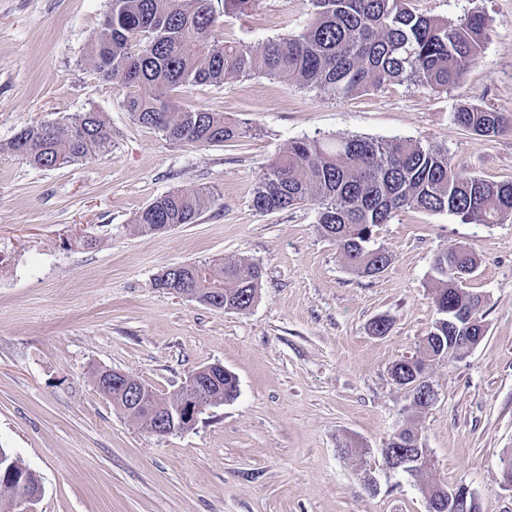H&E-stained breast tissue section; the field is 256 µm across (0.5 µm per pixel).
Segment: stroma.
I'll use <instances>...</instances> for the list:
<instances>
[{"label":"stroma","instance_id":"35a3bbf8","mask_svg":"<svg viewBox=\"0 0 512 512\" xmlns=\"http://www.w3.org/2000/svg\"><path fill=\"white\" fill-rule=\"evenodd\" d=\"M410 6L451 24L488 18L482 57L456 86L335 97L262 74L195 85L177 90L180 107L223 113L242 135L190 146L135 123L124 89L89 60L109 0H0V144L90 109L112 129L108 150L70 166L0 154V446L42 485L23 512H427L419 480L388 472L381 454L406 425L433 456L429 482L468 486L479 512H512L499 470L512 454V217L468 224L399 210L376 229L389 266L360 277L318 231L316 206L251 204L268 163L304 138L418 140L446 149L461 177L512 181V131L481 137L453 119L463 105L512 115V0ZM309 12L308 0H254L225 18L223 39L294 35ZM202 187L212 202L196 223L135 231L156 197ZM454 246L477 257L464 286L482 298L486 334L428 361L437 399L417 413L391 367L419 356L436 318L433 261ZM215 258L261 266L247 311L154 286L165 267ZM381 316L392 321L384 336L372 331ZM213 363L236 376V399L165 438L119 413L88 376L117 369L169 395Z\"/></svg>","mask_w":512,"mask_h":512}]
</instances>
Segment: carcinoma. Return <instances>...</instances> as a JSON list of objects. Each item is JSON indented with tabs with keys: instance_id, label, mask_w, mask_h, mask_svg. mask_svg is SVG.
I'll list each match as a JSON object with an SVG mask.
<instances>
[{
	"instance_id": "carcinoma-1",
	"label": "carcinoma",
	"mask_w": 512,
	"mask_h": 512,
	"mask_svg": "<svg viewBox=\"0 0 512 512\" xmlns=\"http://www.w3.org/2000/svg\"><path fill=\"white\" fill-rule=\"evenodd\" d=\"M310 21L297 35L271 38L253 48L221 38L224 17L244 15L252 0H110L102 32L88 50L95 69L125 89V107L140 125L157 130L174 144L220 145L238 137L224 113L183 110L176 88L220 85L230 77L259 73L294 78L302 84L347 97L385 85L418 82L446 90L481 58L488 20L473 13L457 25L418 14L406 0H309ZM456 122L491 137L512 128V118L494 109L463 106ZM112 130L100 113L88 111L52 123L22 128L0 151L43 168L75 164L111 146ZM211 195L206 190H175L155 198L134 218L142 234H160L197 221ZM311 202L317 206L320 233L334 242L349 268L374 277L389 263L374 244V232L401 208L446 212L465 223L497 224L512 216V182L462 178L448 152L417 141L383 143L365 136L295 141L269 165L253 191L260 213ZM447 266L434 265L439 284L433 296L438 317L420 343L429 358L440 353L437 339L448 336V307L467 300L474 315L481 301L457 278L477 266L466 248L451 247ZM262 269L255 263L204 260L167 267L154 287L178 294L189 288L194 301L237 312L254 302ZM185 385L161 397L146 388L133 406L117 388L106 390L112 406L145 430L159 414L192 397L200 410L235 399L234 375L202 366ZM26 477L29 492L41 484L8 449L0 447V467Z\"/></svg>"
}]
</instances>
